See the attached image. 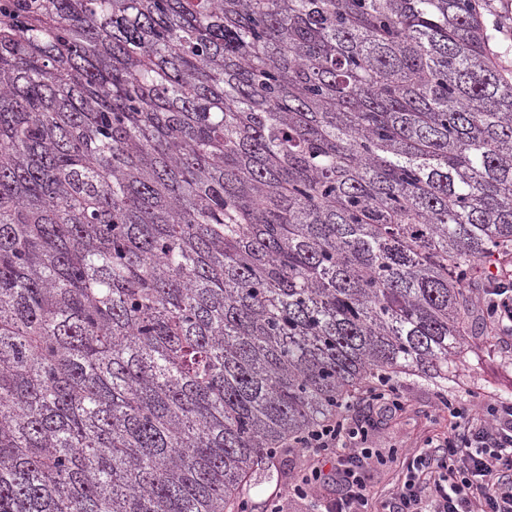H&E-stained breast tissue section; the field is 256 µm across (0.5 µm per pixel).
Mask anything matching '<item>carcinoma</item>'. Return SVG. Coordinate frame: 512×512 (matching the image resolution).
<instances>
[{"label":"carcinoma","instance_id":"cac0c4a2","mask_svg":"<svg viewBox=\"0 0 512 512\" xmlns=\"http://www.w3.org/2000/svg\"><path fill=\"white\" fill-rule=\"evenodd\" d=\"M478 0L0 6V512H245L512 245Z\"/></svg>","mask_w":512,"mask_h":512}]
</instances>
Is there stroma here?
<instances>
[{"label": "stroma", "instance_id": "obj_1", "mask_svg": "<svg viewBox=\"0 0 512 512\" xmlns=\"http://www.w3.org/2000/svg\"><path fill=\"white\" fill-rule=\"evenodd\" d=\"M486 267V262L476 263L467 284L470 317L476 329L466 338V354L455 377L441 385L415 376L406 378L400 389L404 408L395 414L377 412L366 403L360 408L361 415L373 419L368 428V443L381 452L366 471L367 481L381 501L390 500L403 478L409 455L425 447L429 440L447 435L449 418L436 409L439 394L473 410L478 409L481 398L490 391L512 399V337L494 335L482 313L479 293L485 286ZM306 465L307 458L298 449L279 458L271 470L254 475L244 491L254 512H262L269 496L275 493L280 494L286 512H312L310 501L288 493Z\"/></svg>", "mask_w": 512, "mask_h": 512}]
</instances>
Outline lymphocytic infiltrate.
Here are the masks:
<instances>
[{
	"mask_svg": "<svg viewBox=\"0 0 512 512\" xmlns=\"http://www.w3.org/2000/svg\"><path fill=\"white\" fill-rule=\"evenodd\" d=\"M483 296L494 325L512 331V279L490 273ZM437 408L451 414V430L441 450L415 455L388 512H512V401L490 395L472 412L443 398ZM367 439V429L343 415L297 440L317 464L294 483L293 494L307 498L315 483L330 480L343 492L324 503L323 512H375L364 474L373 456Z\"/></svg>",
	"mask_w": 512,
	"mask_h": 512,
	"instance_id": "lymphocytic-infiltrate-1",
	"label": "lymphocytic infiltrate"
}]
</instances>
